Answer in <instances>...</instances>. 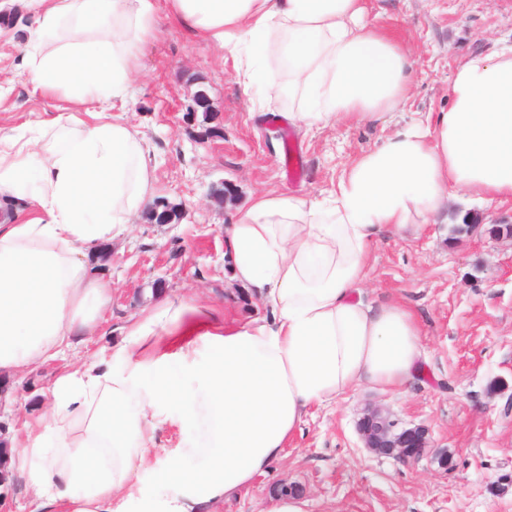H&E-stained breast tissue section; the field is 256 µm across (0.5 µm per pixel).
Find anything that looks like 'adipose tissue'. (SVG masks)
I'll return each mask as SVG.
<instances>
[{"label":"adipose tissue","instance_id":"1","mask_svg":"<svg viewBox=\"0 0 512 512\" xmlns=\"http://www.w3.org/2000/svg\"><path fill=\"white\" fill-rule=\"evenodd\" d=\"M36 26L23 66L32 92L125 99L157 11L233 58L245 88L303 98L297 121L367 123L414 83L394 37L366 26L370 0H27ZM288 64L280 85L261 64ZM452 104L359 157L329 197L256 196L224 227L233 279L267 318L216 316L161 298L128 319L119 346L66 363L112 306L95 255L151 204L138 131L103 112H63L31 139L0 134V201L26 198L31 219L0 221V379L63 360L51 402L10 457L34 512H213L266 472L313 406L363 383L405 390L422 374L421 327L360 286L371 245L414 220L437 223L450 189L512 202V43L458 62ZM169 422L193 445L142 485Z\"/></svg>","mask_w":512,"mask_h":512}]
</instances>
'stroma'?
Wrapping results in <instances>:
<instances>
[{"mask_svg":"<svg viewBox=\"0 0 512 512\" xmlns=\"http://www.w3.org/2000/svg\"><path fill=\"white\" fill-rule=\"evenodd\" d=\"M7 15L0 133L28 138L71 102L63 92L25 85L21 63L33 16L18 5ZM366 22L396 32L412 53L410 98L378 122L308 127L289 118L298 101L245 94L242 72L223 52L163 20L142 49L121 118L143 140L155 199L186 215L159 224L141 212L113 239L100 269L112 281V311L79 359L119 343L126 320L162 296L198 297L241 319L269 316L231 278L225 224L263 192L328 196L355 158L406 124L447 110L457 63L512 38V0H374ZM199 92L205 105L194 100ZM466 219L477 230L461 232ZM361 290L365 301H397L415 313L422 376L400 394L363 386L312 409L284 457L217 512H267L286 493L306 500L307 512H512V203L480 206L453 191L441 222L378 239ZM59 367L49 361L17 377L10 432L23 434L25 421L41 412ZM370 405L387 408L398 427L428 428L431 448L407 464L370 453L357 429Z\"/></svg>","mask_w":512,"mask_h":512,"instance_id":"stroma-1","label":"stroma"}]
</instances>
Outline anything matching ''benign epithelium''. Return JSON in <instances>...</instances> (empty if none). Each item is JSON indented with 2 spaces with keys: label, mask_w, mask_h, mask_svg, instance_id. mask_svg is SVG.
Returning <instances> with one entry per match:
<instances>
[{
  "label": "benign epithelium",
  "mask_w": 512,
  "mask_h": 512,
  "mask_svg": "<svg viewBox=\"0 0 512 512\" xmlns=\"http://www.w3.org/2000/svg\"><path fill=\"white\" fill-rule=\"evenodd\" d=\"M358 427L364 447L378 456L411 462V449L431 447L427 428L415 426L398 429L390 414L381 407L366 410Z\"/></svg>",
  "instance_id": "obj_1"
}]
</instances>
